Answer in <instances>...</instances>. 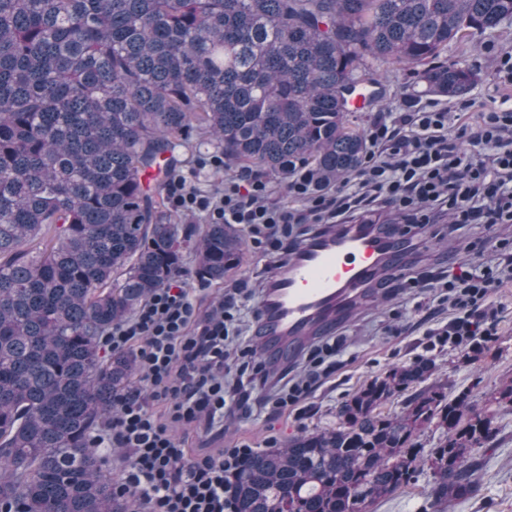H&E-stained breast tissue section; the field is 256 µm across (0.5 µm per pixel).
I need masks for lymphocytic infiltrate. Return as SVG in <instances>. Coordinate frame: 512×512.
<instances>
[{
	"label": "lymphocytic infiltrate",
	"instance_id": "lymphocytic-infiltrate-1",
	"mask_svg": "<svg viewBox=\"0 0 512 512\" xmlns=\"http://www.w3.org/2000/svg\"><path fill=\"white\" fill-rule=\"evenodd\" d=\"M367 154L358 170L328 188L306 167L288 178L291 205L271 201L269 180L241 171L221 190L195 184L191 175L170 177L167 202L174 212L212 224L242 227L267 258H282L313 237L314 226L341 224L346 215L379 205L402 214L400 235L420 242L440 207L454 224L512 223V105L501 104L466 121L463 113L425 106L384 112L366 128ZM492 262L468 261L449 272L409 277L393 292L430 288L450 311L429 331V347L478 346L494 341L498 288L512 281V241H498ZM252 285H228L217 304L201 311L180 278L158 288L130 318L114 324L104 344L136 348L142 383L113 401L106 433L92 445L103 454L125 451L115 495L135 500L141 512H233L225 476L250 452L248 446L194 453L178 428L261 411L300 412L316 387L344 363L346 337L330 336L311 347L302 370L262 402L252 393L269 373L253 366L242 326V306Z\"/></svg>",
	"mask_w": 512,
	"mask_h": 512
}]
</instances>
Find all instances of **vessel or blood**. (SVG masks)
Returning a JSON list of instances; mask_svg holds the SVG:
<instances>
[{"label": "vessel or blood", "mask_w": 512, "mask_h": 512, "mask_svg": "<svg viewBox=\"0 0 512 512\" xmlns=\"http://www.w3.org/2000/svg\"><path fill=\"white\" fill-rule=\"evenodd\" d=\"M403 239L380 224L326 229L280 259L256 309L265 357L278 367L348 320L389 269L402 265Z\"/></svg>", "instance_id": "b4317fda"}]
</instances>
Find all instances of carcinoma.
I'll return each instance as SVG.
<instances>
[{
  "label": "carcinoma",
  "instance_id": "carcinoma-1",
  "mask_svg": "<svg viewBox=\"0 0 512 512\" xmlns=\"http://www.w3.org/2000/svg\"><path fill=\"white\" fill-rule=\"evenodd\" d=\"M512 22V0H0V503L17 512H131L91 449L137 352L101 338L183 272L221 280L242 257L234 224L193 244L161 185L199 146L226 169L340 184L367 152L348 96L368 59L423 92L467 94L448 45ZM151 173L153 184L142 181ZM419 360L358 389L329 428L259 449L228 478L234 512H370L429 467L428 496L479 489L491 418ZM436 423L443 438L418 442Z\"/></svg>",
  "mask_w": 512,
  "mask_h": 512
}]
</instances>
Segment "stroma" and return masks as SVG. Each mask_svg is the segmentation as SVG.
Here are the masks:
<instances>
[{
	"label": "stroma",
	"mask_w": 512,
	"mask_h": 512,
	"mask_svg": "<svg viewBox=\"0 0 512 512\" xmlns=\"http://www.w3.org/2000/svg\"><path fill=\"white\" fill-rule=\"evenodd\" d=\"M512 53V24L487 34L479 42L465 41L449 46L442 59L475 65L480 69V80L468 93V100L477 106L500 104L512 90L500 85L495 75L493 52ZM387 100L376 103L365 111L354 113L361 125H369L380 113L415 107L434 102L423 93L407 73L391 74L386 86ZM446 106V99H439ZM512 236V227H485L468 224L453 236L432 239L426 250L409 252V260L418 264L420 271L445 270L454 265L465 252L491 255L496 240ZM260 257L252 247H245L237 267L227 272L224 281L206 282L195 275L193 259H186L182 277L186 287L192 288L202 307H210L224 292L225 282L250 279ZM499 299L503 310L497 320V336L480 352L471 348H427L425 329L421 327V313L416 312L411 296L390 297L381 290H373L367 301L359 305L343 327L349 336L350 359L336 376L321 386L310 400V407L302 417L288 416L267 420L249 416L226 422L223 435L201 436L193 429L178 430V437L188 438L190 445L203 444L210 448H228L248 445L254 448L282 446L288 439L305 431L322 429L335 424L336 409L362 385L384 376L391 368L408 364L418 358H430L435 363L433 381L447 384L451 393L469 392L478 407L493 417L494 438L485 447L475 449L480 463V490L477 494L436 504L426 493L433 481L431 470L420 473L417 484L389 499L373 505V512H512V408L491 403L490 394L502 384L512 381V285L501 289ZM397 321L403 333L387 335L384 326Z\"/></svg>",
	"instance_id": "35a3bbf8"
}]
</instances>
